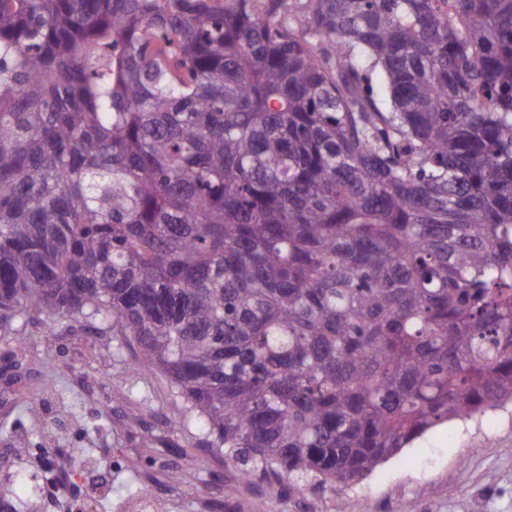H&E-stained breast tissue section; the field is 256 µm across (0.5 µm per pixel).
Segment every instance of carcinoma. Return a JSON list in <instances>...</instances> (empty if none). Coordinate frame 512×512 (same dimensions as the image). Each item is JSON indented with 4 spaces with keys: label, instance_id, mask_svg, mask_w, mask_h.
<instances>
[{
    "label": "carcinoma",
    "instance_id": "cac0c4a2",
    "mask_svg": "<svg viewBox=\"0 0 512 512\" xmlns=\"http://www.w3.org/2000/svg\"><path fill=\"white\" fill-rule=\"evenodd\" d=\"M136 347L246 480L512 403V0H0V331Z\"/></svg>",
    "mask_w": 512,
    "mask_h": 512
}]
</instances>
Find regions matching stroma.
<instances>
[{
	"mask_svg": "<svg viewBox=\"0 0 512 512\" xmlns=\"http://www.w3.org/2000/svg\"><path fill=\"white\" fill-rule=\"evenodd\" d=\"M20 378L0 376V496L18 512H65L41 452L62 454L80 512H512V405L442 423L365 479L290 490L244 480L210 448L157 373L134 352L72 323L25 325Z\"/></svg>",
	"mask_w": 512,
	"mask_h": 512,
	"instance_id": "stroma-1",
	"label": "stroma"
}]
</instances>
